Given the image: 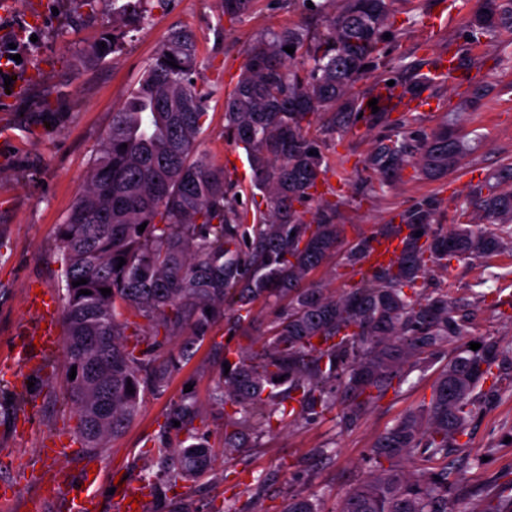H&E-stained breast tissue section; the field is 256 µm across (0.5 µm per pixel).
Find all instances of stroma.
Returning <instances> with one entry per match:
<instances>
[{"label": "stroma", "instance_id": "obj_1", "mask_svg": "<svg viewBox=\"0 0 512 512\" xmlns=\"http://www.w3.org/2000/svg\"><path fill=\"white\" fill-rule=\"evenodd\" d=\"M438 0H394L383 43L385 64L370 65L355 86L360 96L392 80V66L424 73L433 57L456 44L467 83H443L430 92L441 102L435 112L363 115L345 132L328 138L319 192L332 194L336 221L346 241L379 234L394 214L415 204L434 206L439 224L456 222L476 181L493 180L512 162V0L501 7L490 32L476 36L472 23L484 0H465L466 11L449 21L439 42L420 40L422 20ZM28 0L0 7V30L16 33L19 62L12 68L36 74L27 91L6 92L0 72V128L12 138L0 141V353L12 347L32 317L28 295L57 288L62 257L55 231L84 188L91 160L112 122V111L136 86L174 26H186L198 40L195 78L213 88L199 149L225 166L243 203L251 201V171L244 150L224 135V92L237 82L247 44L261 33L299 25L316 34L324 22L304 11L298 0H254L248 17L232 21L221 15L220 0H48L49 9L36 23L26 13ZM114 36L119 48L97 62L86 51L102 36ZM426 133L449 127L469 152L459 169L440 179L401 176L379 184L364 162L377 141L394 125ZM426 291L441 289L467 313L471 337L496 340L508 353L479 386L467 445L453 455L459 465L448 486L454 512H483L488 503L512 501V253L489 261H451L447 272L419 280ZM248 333L226 338L216 325L195 357L171 375L167 391L145 393L141 408L126 432L99 455V479L110 490L116 476L141 477L150 451L162 434L171 409L192 385V395L206 416L216 460L211 471L168 491L166 500L152 499L148 512H283L293 494L319 499L323 512H333L340 498L360 483L370 469L369 453L385 430L407 412L429 401L448 356L440 354L408 375L384 398L363 411L350 428L327 414L308 423L277 428L260 437L255 448L225 456L221 432L224 417L213 402L223 374L225 344L247 347L264 336L268 317L255 308L245 320ZM66 376L63 358L48 373L21 376L5 385L0 405V483L15 487L10 512H24L40 492L31 473L42 470V451H58L57 466L72 486H81L89 455L76 433L77 419L63 400ZM37 400L32 425L17 418L30 400ZM265 476L263 485L255 477Z\"/></svg>", "mask_w": 512, "mask_h": 512}]
</instances>
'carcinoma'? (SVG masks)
<instances>
[{
    "label": "carcinoma",
    "mask_w": 512,
    "mask_h": 512,
    "mask_svg": "<svg viewBox=\"0 0 512 512\" xmlns=\"http://www.w3.org/2000/svg\"><path fill=\"white\" fill-rule=\"evenodd\" d=\"M392 2L302 0L325 18L322 33L289 26L247 45L239 79L224 95V134L244 149L262 195L252 214L238 203L228 170L197 151L212 91L193 83L192 30H169L139 85L113 110L84 190L57 229L65 357L76 368L67 396L86 448L109 447L139 413L141 394L164 392L175 361L189 360L229 311L261 303L273 317L258 349L224 346L230 371L213 400L224 415L226 457L252 447L275 421L294 425L338 408L349 427L394 380L470 335L448 292L426 294L415 284L448 270L451 259L512 251V163L495 184L476 186L446 230L433 229L428 204L406 211L411 233L390 264L363 272L370 239L351 244L345 260L361 276L358 286L329 294L309 279L344 239L335 206L311 209L324 161L312 126L323 112L332 113L330 135L358 119L353 89L381 56ZM221 4L222 16L240 19L253 0ZM494 16L495 0H486L474 29L487 30ZM463 155L450 132L417 130L385 137L366 166L383 179L408 166L442 177ZM82 278L87 283L73 286ZM172 341L175 359L161 355ZM503 357L483 340L449 359L429 402L376 439L367 478L335 512H453L448 457L467 435L477 384ZM197 420L205 424L187 392L172 408L180 426L153 446L157 472L143 475L155 496L211 469L209 435ZM285 512L323 510L310 496L292 495Z\"/></svg>",
    "instance_id": "1"
}]
</instances>
